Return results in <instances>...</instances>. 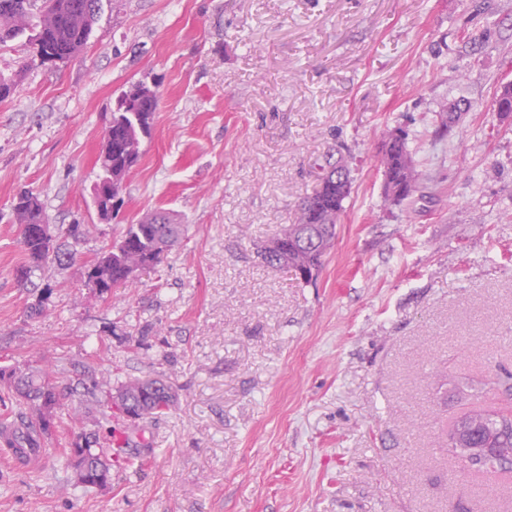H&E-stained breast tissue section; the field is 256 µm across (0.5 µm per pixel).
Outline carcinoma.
I'll return each instance as SVG.
<instances>
[{
  "mask_svg": "<svg viewBox=\"0 0 512 512\" xmlns=\"http://www.w3.org/2000/svg\"><path fill=\"white\" fill-rule=\"evenodd\" d=\"M101 0H0V47L19 39L29 27L33 6H38L37 32L32 38L36 45L35 59L41 64H59L69 61L87 46L100 13ZM20 73L0 74V101L14 94ZM143 84L132 85L121 92L122 105L112 110V119L106 131L112 133V145L128 140L139 142L150 137L159 97L141 98L138 92ZM142 152L136 155L112 150V156L100 159V176L110 171L125 180L137 166ZM384 177L385 193L392 201L402 204L415 196H423L420 178H412L414 165L407 136L387 137L379 158ZM320 187L298 205L295 223L288 225L275 239L274 254L261 251L269 265L279 263L300 275L306 283L316 279L322 258L333 246L337 224L345 213V201L351 193L350 169L341 160L325 159L321 166ZM9 220L20 228L28 224H45L48 235L32 237L21 233V243L28 264L17 270V279L23 284L40 275L44 265L54 259L73 258L75 253L64 252L56 245L57 235L65 233L79 242L89 232L87 224H71L66 230L49 223L44 203L31 192H21L13 199ZM188 230L177 224L166 212L144 214L137 223L128 224L119 238L100 256L110 266V278L96 282L94 261L87 264L85 286L107 294L121 284L129 264L159 266L165 255L176 247ZM51 372L38 367L21 369L15 366L0 368V382L6 384L16 402L25 406L39 423L43 434L53 428L56 410L62 409L58 381H49ZM176 400L172 383L166 378L130 377L122 382L113 396L111 407L132 421L156 420L168 414ZM469 422L470 444L475 448H502L512 450V428L507 427L489 411L475 408L464 417ZM66 468L75 470V485L85 490L106 487L114 469L138 468L144 458L121 451L106 454L97 448V431L82 423L79 431L63 453Z\"/></svg>",
  "mask_w": 512,
  "mask_h": 512,
  "instance_id": "1",
  "label": "carcinoma"
}]
</instances>
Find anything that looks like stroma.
I'll return each mask as SVG.
<instances>
[{
    "label": "stroma",
    "instance_id": "35a3bbf8",
    "mask_svg": "<svg viewBox=\"0 0 512 512\" xmlns=\"http://www.w3.org/2000/svg\"><path fill=\"white\" fill-rule=\"evenodd\" d=\"M20 73L0 102V212L22 191L50 223L90 224L71 262L33 284L20 227L0 222V365L178 392L157 421L113 416L149 449L107 487L69 486L61 419L33 469L0 461V512H512V470L463 469L448 430L512 406V0H102L68 63L0 48ZM159 92L152 133L111 223L90 203L118 94ZM472 102L450 133L440 114ZM403 128L427 191L384 192L377 154ZM353 178L316 281L259 249L319 186L327 155ZM188 231L159 270L99 295L85 265L155 209ZM49 310L29 315L44 288Z\"/></svg>",
    "mask_w": 512,
    "mask_h": 512
}]
</instances>
